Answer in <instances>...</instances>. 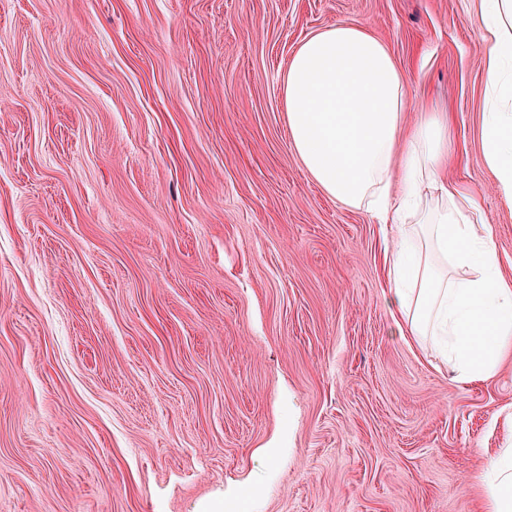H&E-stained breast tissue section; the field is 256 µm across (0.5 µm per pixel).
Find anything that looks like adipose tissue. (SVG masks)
I'll list each match as a JSON object with an SVG mask.
<instances>
[{
    "mask_svg": "<svg viewBox=\"0 0 512 512\" xmlns=\"http://www.w3.org/2000/svg\"><path fill=\"white\" fill-rule=\"evenodd\" d=\"M476 23L490 109L483 152L512 201V0H477ZM288 133L300 161L330 197L368 208L398 235L388 259L397 329L438 346L458 382L494 376L512 353V285L490 225L458 206L440 172L450 117L425 113L406 128L403 74L386 45L359 24L322 29L282 72ZM437 190L420 209L421 187ZM484 512H512V448L478 476Z\"/></svg>",
    "mask_w": 512,
    "mask_h": 512,
    "instance_id": "1",
    "label": "adipose tissue"
}]
</instances>
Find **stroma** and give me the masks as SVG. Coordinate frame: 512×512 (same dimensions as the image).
I'll use <instances>...</instances> for the list:
<instances>
[{"mask_svg":"<svg viewBox=\"0 0 512 512\" xmlns=\"http://www.w3.org/2000/svg\"><path fill=\"white\" fill-rule=\"evenodd\" d=\"M475 9L0 0V512H481L512 361L461 384L396 334V230L306 171L280 84L319 29L373 32L512 280Z\"/></svg>","mask_w":512,"mask_h":512,"instance_id":"obj_1","label":"stroma"}]
</instances>
